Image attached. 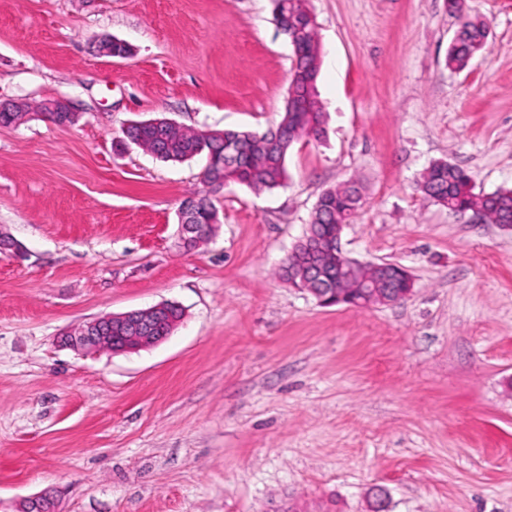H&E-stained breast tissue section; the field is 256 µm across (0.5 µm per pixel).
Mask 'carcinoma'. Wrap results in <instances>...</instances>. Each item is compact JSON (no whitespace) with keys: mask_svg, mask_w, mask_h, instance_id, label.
<instances>
[{"mask_svg":"<svg viewBox=\"0 0 512 512\" xmlns=\"http://www.w3.org/2000/svg\"><path fill=\"white\" fill-rule=\"evenodd\" d=\"M448 11L456 16L458 27L448 47L446 65L463 69L469 60L485 46L488 28L485 22L462 13L460 0H447ZM274 9L294 19L301 26L302 35L293 38L295 32L285 33L296 46L297 69L290 81H295L298 70L307 71L318 78L320 69L319 42L314 15L309 0H274ZM281 120L288 121V138L293 144L303 137L322 139L326 134L327 113L319 98H314L299 112H284ZM278 127L264 132L232 129L198 131L183 126L139 124L124 131L128 142L154 155L163 162H185L196 157L205 159L202 181L207 190L194 193L201 204L191 223L199 226L216 224L217 212L210 193L224 183L243 184L255 191L273 189L283 185L287 173L286 155L270 154L259 146ZM218 173L223 183H215L213 174ZM418 191L436 205L455 216L474 214L487 224L512 226V189H498L491 193H476L471 176L463 168L444 161L433 163L417 183ZM362 196L356 182L350 181L335 189L323 192L316 204L312 223L320 225L319 237L322 249L316 253V261L327 270H336V253L328 248V238L335 237L336 225L348 224L360 206ZM380 277L372 264L361 265L355 276L339 283L338 291L345 296L355 294L366 280Z\"/></svg>","mask_w":512,"mask_h":512,"instance_id":"cac0c4a2","label":"carcinoma"}]
</instances>
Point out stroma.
<instances>
[{
    "label": "stroma",
    "instance_id": "35a3bbf8",
    "mask_svg": "<svg viewBox=\"0 0 512 512\" xmlns=\"http://www.w3.org/2000/svg\"><path fill=\"white\" fill-rule=\"evenodd\" d=\"M483 51L446 65L445 0H310L328 114L284 186L229 184L195 249L179 208L205 161L163 162L125 128L168 118L263 131L293 48L273 0H0V101L70 99L79 121L0 126V512H512V228L416 189L447 161L512 188V0H463ZM114 37L132 48L97 50ZM362 186L343 251L413 292L325 307L277 269L319 195ZM175 302L161 343L85 354L58 337Z\"/></svg>",
    "mask_w": 512,
    "mask_h": 512
}]
</instances>
